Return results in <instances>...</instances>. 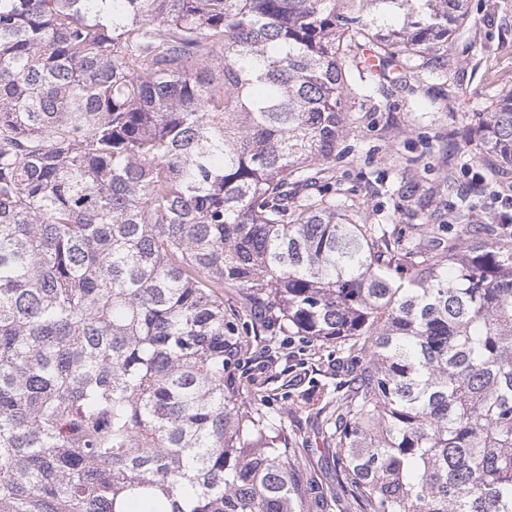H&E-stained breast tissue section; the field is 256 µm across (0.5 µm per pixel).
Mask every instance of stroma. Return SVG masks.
<instances>
[{
  "label": "stroma",
  "mask_w": 512,
  "mask_h": 512,
  "mask_svg": "<svg viewBox=\"0 0 512 512\" xmlns=\"http://www.w3.org/2000/svg\"><path fill=\"white\" fill-rule=\"evenodd\" d=\"M468 4L470 22L456 36L442 76L423 83H388L370 99L361 81L353 83L347 109L361 116L360 135L341 143L336 178L364 200L370 221L397 222L385 188L406 175L409 159L416 160L420 180L437 192L438 221L448 238L462 237L455 213L459 195H472L474 224L491 223L496 193L512 195L510 164L501 167L487 192L475 193L474 180L486 168L449 139L462 125H479L492 104L512 92V0ZM346 379L335 346L305 351L295 336L282 337L276 366L256 357L252 370L240 379L244 392H268L267 408L285 416L289 439L304 450L303 475L314 498L303 504V512H320L314 504L318 498L330 512H355L324 451L322 431L328 404Z\"/></svg>",
  "instance_id": "1"
}]
</instances>
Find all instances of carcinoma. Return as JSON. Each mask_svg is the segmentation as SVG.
Returning <instances> with one entry per match:
<instances>
[{
	"mask_svg": "<svg viewBox=\"0 0 512 512\" xmlns=\"http://www.w3.org/2000/svg\"><path fill=\"white\" fill-rule=\"evenodd\" d=\"M468 20L0 0V512H302L300 449L236 385L280 335L344 354L327 453L358 512H512V242L456 246L413 175L372 224L334 174L351 71L426 81ZM462 133L512 164V93Z\"/></svg>",
	"mask_w": 512,
	"mask_h": 512,
	"instance_id": "obj_1",
	"label": "carcinoma"
}]
</instances>
